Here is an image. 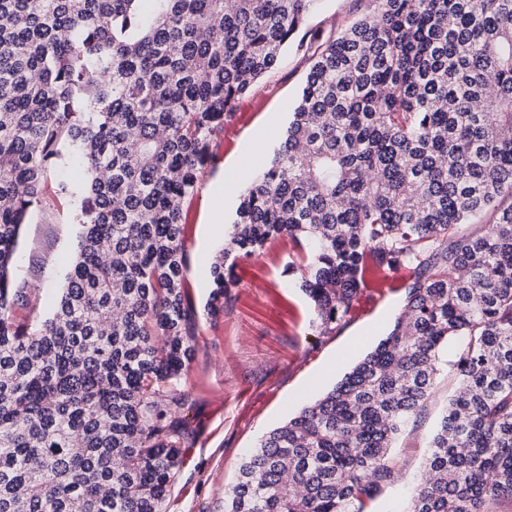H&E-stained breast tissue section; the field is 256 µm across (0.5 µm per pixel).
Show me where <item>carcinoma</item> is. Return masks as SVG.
<instances>
[{"label": "carcinoma", "instance_id": "1", "mask_svg": "<svg viewBox=\"0 0 512 512\" xmlns=\"http://www.w3.org/2000/svg\"><path fill=\"white\" fill-rule=\"evenodd\" d=\"M309 53L278 151L210 267L288 238L329 336L370 272L412 271L386 337L242 457L224 512H373L390 449L467 337L403 512L512 500V0H369ZM317 0H0V512H164L189 447L182 200L236 104ZM55 194L82 227L52 315L18 324L19 230ZM487 218L481 231L463 224Z\"/></svg>", "mask_w": 512, "mask_h": 512}]
</instances>
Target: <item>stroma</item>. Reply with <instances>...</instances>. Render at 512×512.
<instances>
[{
    "label": "stroma",
    "instance_id": "35a3bbf8",
    "mask_svg": "<svg viewBox=\"0 0 512 512\" xmlns=\"http://www.w3.org/2000/svg\"><path fill=\"white\" fill-rule=\"evenodd\" d=\"M368 6V0H319L305 26L340 30ZM307 71L303 52L288 47L276 68L238 102L233 119L215 139L216 163L182 203L196 351L179 387L192 396L184 411L192 446L165 500V512H224V492L234 483L245 451L332 388L384 337L403 308L410 271L378 274L337 331L317 335L314 304L291 270L299 250L277 240L258 255L237 259L236 283L224 295L223 313H207L209 265L224 246L245 189L236 184L232 197L224 198L211 194L210 187L238 162H245L254 175L266 167ZM80 233L68 200L50 195L32 209L19 240L16 271L32 294L29 305L14 306L16 321L50 315L78 253ZM462 344L455 337L440 349L434 394L399 436L394 457L400 477L378 498L374 512H403L413 495L427 445L455 388L450 364Z\"/></svg>",
    "mask_w": 512,
    "mask_h": 512
}]
</instances>
